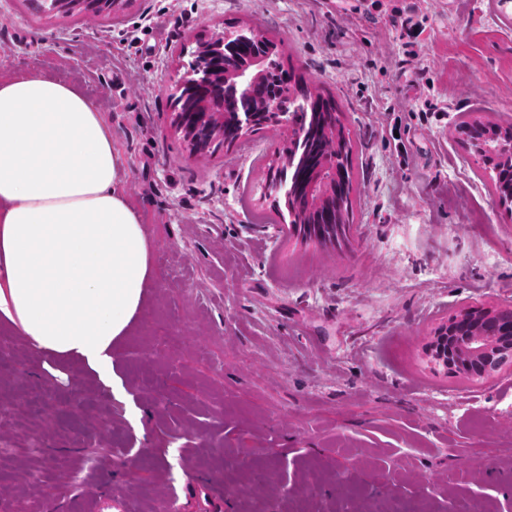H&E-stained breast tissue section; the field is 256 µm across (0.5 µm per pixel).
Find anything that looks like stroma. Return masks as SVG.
<instances>
[{
    "instance_id": "1",
    "label": "stroma",
    "mask_w": 512,
    "mask_h": 512,
    "mask_svg": "<svg viewBox=\"0 0 512 512\" xmlns=\"http://www.w3.org/2000/svg\"><path fill=\"white\" fill-rule=\"evenodd\" d=\"M395 7L427 19L417 58ZM230 22L344 112L342 246L264 199L285 128L193 153L174 127L171 77ZM0 54L96 104L154 267L122 397L0 324V512H512V362L478 378L426 353L462 309L512 308V214L456 131L512 123V27L481 0H129L94 21L0 0Z\"/></svg>"
}]
</instances>
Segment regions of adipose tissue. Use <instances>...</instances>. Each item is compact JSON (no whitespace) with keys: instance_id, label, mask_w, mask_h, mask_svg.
Wrapping results in <instances>:
<instances>
[{"instance_id":"1","label":"adipose tissue","mask_w":512,"mask_h":512,"mask_svg":"<svg viewBox=\"0 0 512 512\" xmlns=\"http://www.w3.org/2000/svg\"><path fill=\"white\" fill-rule=\"evenodd\" d=\"M112 131L76 84L0 75V324L52 363L100 380L153 279Z\"/></svg>"}]
</instances>
